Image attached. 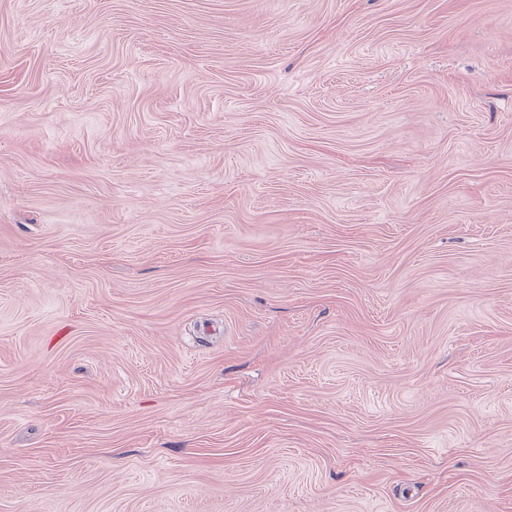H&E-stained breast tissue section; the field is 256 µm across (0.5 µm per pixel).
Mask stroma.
I'll return each instance as SVG.
<instances>
[{
    "mask_svg": "<svg viewBox=\"0 0 512 512\" xmlns=\"http://www.w3.org/2000/svg\"><path fill=\"white\" fill-rule=\"evenodd\" d=\"M0 512H512V0H0Z\"/></svg>",
    "mask_w": 512,
    "mask_h": 512,
    "instance_id": "35a3bbf8",
    "label": "stroma"
}]
</instances>
